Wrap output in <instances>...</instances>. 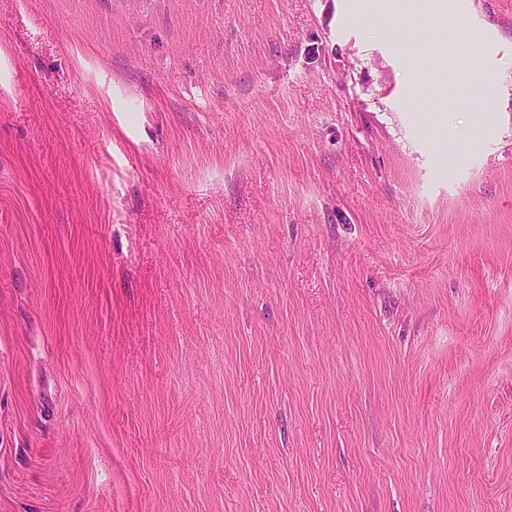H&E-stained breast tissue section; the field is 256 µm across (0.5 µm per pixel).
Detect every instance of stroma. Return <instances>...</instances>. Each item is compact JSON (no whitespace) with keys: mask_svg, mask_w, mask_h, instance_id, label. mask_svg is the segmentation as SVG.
Instances as JSON below:
<instances>
[{"mask_svg":"<svg viewBox=\"0 0 512 512\" xmlns=\"http://www.w3.org/2000/svg\"><path fill=\"white\" fill-rule=\"evenodd\" d=\"M0 512H512V0H0Z\"/></svg>","mask_w":512,"mask_h":512,"instance_id":"stroma-1","label":"stroma"}]
</instances>
